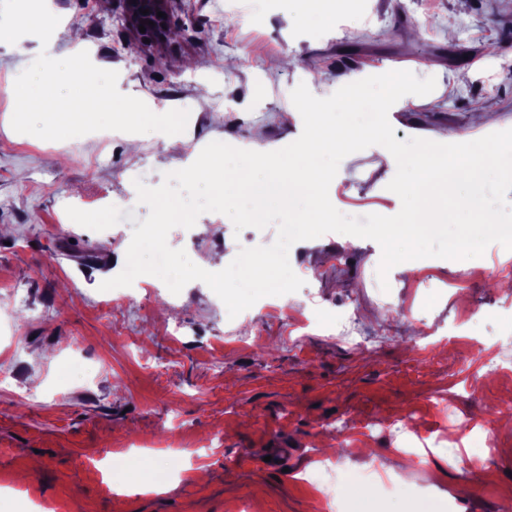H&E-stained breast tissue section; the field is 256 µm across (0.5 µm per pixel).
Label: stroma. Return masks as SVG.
Instances as JSON below:
<instances>
[{
	"instance_id": "obj_1",
	"label": "stroma",
	"mask_w": 512,
	"mask_h": 512,
	"mask_svg": "<svg viewBox=\"0 0 512 512\" xmlns=\"http://www.w3.org/2000/svg\"><path fill=\"white\" fill-rule=\"evenodd\" d=\"M54 58L88 51L117 87L183 119L180 149L159 133L48 141L11 127L14 82L42 49L0 42V512H317L304 475L336 463L338 512H512V290L496 287L512 250L490 244L461 285L462 261L417 260L379 279L377 242L328 233L295 243L309 291L266 296L235 318L203 282L172 294L158 279L101 290L123 269L134 180L156 187L221 140L266 152L292 143L291 92L324 98L391 70L432 77L395 103L397 140L469 142L512 129V0H172L165 46L132 44L116 0H51ZM363 40L356 65H337ZM394 157L375 145L345 157L329 188L341 213L392 216ZM275 226L235 230L215 212L173 228L171 248L225 268L241 241L271 245ZM351 311L355 348L304 326L307 292ZM239 336L232 344L231 336ZM495 353L493 365L469 346ZM404 420L426 466L385 431ZM143 449L168 486L102 460ZM178 465L204 467L197 480Z\"/></svg>"
}]
</instances>
